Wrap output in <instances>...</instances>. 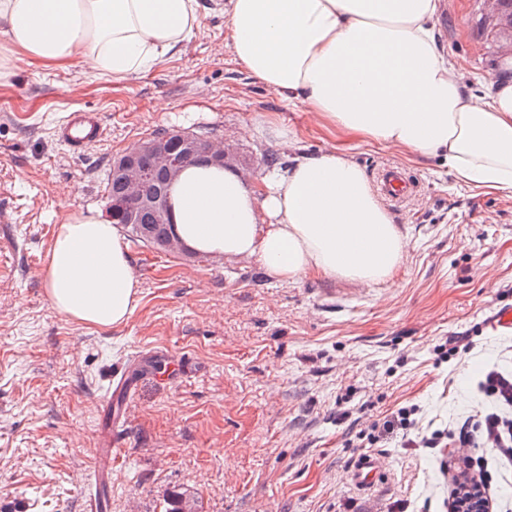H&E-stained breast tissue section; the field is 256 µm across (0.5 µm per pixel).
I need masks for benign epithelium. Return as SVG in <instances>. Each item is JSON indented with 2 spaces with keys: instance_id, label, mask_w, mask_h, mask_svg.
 <instances>
[{
  "instance_id": "1",
  "label": "benign epithelium",
  "mask_w": 512,
  "mask_h": 512,
  "mask_svg": "<svg viewBox=\"0 0 512 512\" xmlns=\"http://www.w3.org/2000/svg\"><path fill=\"white\" fill-rule=\"evenodd\" d=\"M187 158L224 164L228 162V153L224 142L211 136L173 130L144 140L121 155L119 162L125 169L126 179L120 200L112 204V219L133 224L140 209L146 207L157 219L173 223L167 190L147 195L148 179L151 170L161 169L166 173L167 183H172Z\"/></svg>"
}]
</instances>
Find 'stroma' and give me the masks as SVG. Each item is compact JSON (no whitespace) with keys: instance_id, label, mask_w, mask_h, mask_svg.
<instances>
[{"instance_id":"35a3bbf8","label":"stroma","mask_w":512,"mask_h":512,"mask_svg":"<svg viewBox=\"0 0 512 512\" xmlns=\"http://www.w3.org/2000/svg\"><path fill=\"white\" fill-rule=\"evenodd\" d=\"M490 18L488 0H442L440 40L477 93L512 56V32ZM227 23L206 16L179 53L123 82L71 68L0 85V232L11 233L0 242V512H84L112 376L138 354L159 358L162 374L143 377L126 409L111 512H166L175 494L193 512H390L397 501L448 512L466 451L419 441L487 407L477 383L488 368L512 371V335L490 327L512 306V192L466 186L435 158L346 142L238 65ZM74 110L105 118L79 152L55 134ZM171 129L222 137L256 181L266 155L344 144L372 187L400 170L415 189L383 201L408 239L392 281L279 282L252 258L133 244L141 300L126 324L53 312L42 269L59 200L104 209L109 163ZM459 336L469 349L450 353ZM410 406L409 438L383 442V474L359 490L345 459L370 453L372 423Z\"/></svg>"}]
</instances>
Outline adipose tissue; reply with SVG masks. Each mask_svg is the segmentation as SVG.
<instances>
[{
    "label": "adipose tissue",
    "mask_w": 512,
    "mask_h": 512,
    "mask_svg": "<svg viewBox=\"0 0 512 512\" xmlns=\"http://www.w3.org/2000/svg\"><path fill=\"white\" fill-rule=\"evenodd\" d=\"M238 64L271 93L344 134L440 158L465 185L512 192V70L469 90L439 43V0H223ZM201 0H0V83L19 64L80 68L122 82L180 52ZM180 243L256 258L267 275L391 280L407 237L345 149L296 156L260 182L192 163L170 194ZM43 268L53 311L98 328L125 324L140 284L119 228L60 201Z\"/></svg>",
    "instance_id": "adipose-tissue-1"
}]
</instances>
